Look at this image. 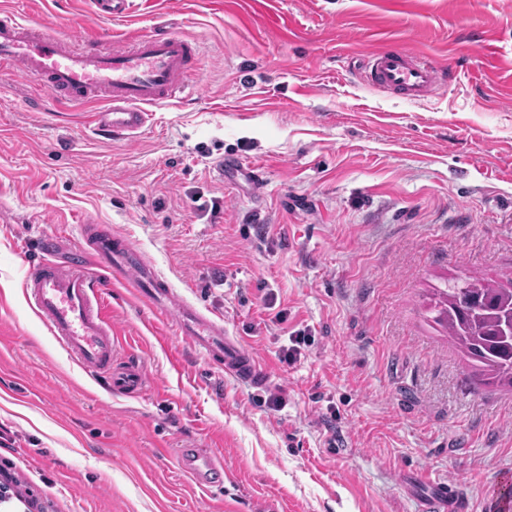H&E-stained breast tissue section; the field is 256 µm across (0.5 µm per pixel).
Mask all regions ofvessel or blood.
<instances>
[{
    "mask_svg": "<svg viewBox=\"0 0 512 512\" xmlns=\"http://www.w3.org/2000/svg\"><path fill=\"white\" fill-rule=\"evenodd\" d=\"M201 47L160 24L104 45L96 31L71 37L55 34L49 22L23 23L0 10V70L21 69L58 105H90L94 128L114 140H130L148 126L154 110L183 102L200 75ZM364 76L407 100H417L439 82L433 67L417 56L373 51ZM42 258L30 265L23 288L54 340L91 378L112 391L141 396L148 378L139 362L117 361L110 311L99 273L128 288L133 300L172 320L177 332L210 363L251 388H266L267 370L223 322L181 298L130 240L88 233L68 259H58L53 241L41 244ZM181 468L205 489L222 486L224 465L207 448L176 451ZM412 492L417 512H470L467 494L453 482H431L421 473L399 478Z\"/></svg>",
    "mask_w": 512,
    "mask_h": 512,
    "instance_id": "b4317fda",
    "label": "vessel or blood"
}]
</instances>
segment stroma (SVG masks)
I'll use <instances>...</instances> for the list:
<instances>
[{"label": "stroma", "mask_w": 512, "mask_h": 512, "mask_svg": "<svg viewBox=\"0 0 512 512\" xmlns=\"http://www.w3.org/2000/svg\"><path fill=\"white\" fill-rule=\"evenodd\" d=\"M1 7L64 35L166 20L203 47L199 90L131 141L96 132L86 106L31 111L32 78L0 71L1 468L47 512H216L225 497L238 512L260 498L416 512L397 481L410 471L458 483L472 512H512V394L476 388L428 311L451 279L512 278V0H133L123 19L95 0ZM387 43L451 81L415 103L365 84L361 58ZM223 160L261 177H216ZM88 219L223 319L267 387L159 338L112 287L121 353L155 389L98 388L22 288L41 241L67 255ZM196 446L232 481L207 492L182 475L174 451Z\"/></svg>", "instance_id": "1"}]
</instances>
